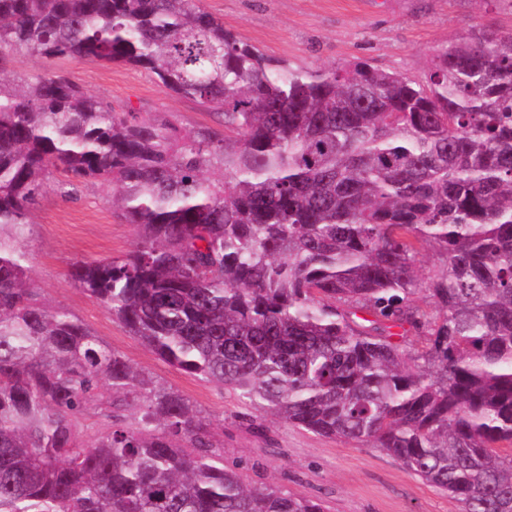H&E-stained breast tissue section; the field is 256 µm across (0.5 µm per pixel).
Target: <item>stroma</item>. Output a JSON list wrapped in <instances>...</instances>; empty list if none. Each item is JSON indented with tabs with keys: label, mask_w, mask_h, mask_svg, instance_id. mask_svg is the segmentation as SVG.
Instances as JSON below:
<instances>
[{
	"label": "stroma",
	"mask_w": 512,
	"mask_h": 512,
	"mask_svg": "<svg viewBox=\"0 0 512 512\" xmlns=\"http://www.w3.org/2000/svg\"><path fill=\"white\" fill-rule=\"evenodd\" d=\"M240 40L296 69H329L353 60L423 77L448 40L480 24L512 29V0H200ZM15 77L60 74L115 107L131 106L186 127H218L212 110L167 93L144 69L92 59H32L6 55ZM66 176L55 170L32 211L24 248L41 299L78 317L100 339L157 383L200 409L248 483L263 481L295 496L321 501L325 512H459L448 494L409 473L367 444L344 442L281 424L260 414L244 420L234 393L169 365L131 336L98 302L75 288L73 263L133 251L138 238L110 202L103 184L64 195Z\"/></svg>",
	"instance_id": "1"
}]
</instances>
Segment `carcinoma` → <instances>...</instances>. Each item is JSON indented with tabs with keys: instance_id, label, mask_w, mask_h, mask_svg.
Returning a JSON list of instances; mask_svg holds the SVG:
<instances>
[{
	"instance_id": "obj_1",
	"label": "carcinoma",
	"mask_w": 512,
	"mask_h": 512,
	"mask_svg": "<svg viewBox=\"0 0 512 512\" xmlns=\"http://www.w3.org/2000/svg\"><path fill=\"white\" fill-rule=\"evenodd\" d=\"M6 52L142 68L224 131L0 67V512H323L245 483L180 393L39 299L21 242L54 168L113 187L137 247L70 280L157 356L512 512V30L416 80L293 69L198 0H0Z\"/></svg>"
}]
</instances>
